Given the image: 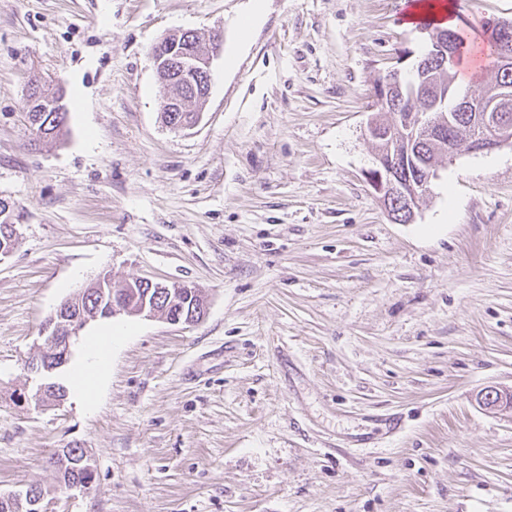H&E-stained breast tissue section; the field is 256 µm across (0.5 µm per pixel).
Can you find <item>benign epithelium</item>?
<instances>
[{"label": "benign epithelium", "instance_id": "1", "mask_svg": "<svg viewBox=\"0 0 512 512\" xmlns=\"http://www.w3.org/2000/svg\"><path fill=\"white\" fill-rule=\"evenodd\" d=\"M161 58L173 66L179 81L178 87L164 103L162 111L172 112L180 108L181 100L188 95L202 103L207 99L210 89L211 63L220 49L217 43L201 47L191 43L189 33L172 35L158 45ZM495 66L501 70L512 68V41L503 40L495 54ZM401 71L391 67L381 73V79L373 85V100L383 103L392 98L394 90L400 83ZM512 104V89L504 86L497 90L496 95L484 102L480 111L473 113L472 121L481 129V134L467 142L471 152H483L504 146H512V136L504 135L508 129L502 119L501 110ZM203 110L194 109L193 114L181 121L165 119V123L176 131L188 130L200 123ZM454 129L453 113H448L443 121H436L431 112H407L402 117L401 125L395 128L379 126L373 119L365 125V135L379 143L388 144V152L373 158V167L366 171V179L379 199L387 200L398 196L404 203L407 221L415 217V209L419 198L425 192L426 185L432 178V169H421L415 146L425 138L442 137L448 130ZM149 286L158 289L154 296L144 294L138 302L125 303L119 299L104 311L94 310L88 314L81 307V296L77 295L64 301L56 312L50 316L41 332V343L38 352L26 362L27 370L40 375L43 382L36 392L29 396L20 393L16 401L26 403L30 400L39 406H59L64 402L57 391L58 383L48 381V377L66 363L71 339L98 315L111 317L116 313L125 312L130 315L153 318L161 313L160 301L171 303L178 301L179 293L175 284L153 282L148 279H136L125 284L128 290ZM476 400L486 409L492 411L506 410L502 390L488 387L476 395ZM46 493H38L26 486L19 490L0 495V503L9 512H47L43 506Z\"/></svg>", "mask_w": 512, "mask_h": 512}]
</instances>
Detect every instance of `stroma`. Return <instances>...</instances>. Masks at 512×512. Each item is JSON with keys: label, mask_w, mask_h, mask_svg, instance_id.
Here are the masks:
<instances>
[{"label": "stroma", "mask_w": 512, "mask_h": 512, "mask_svg": "<svg viewBox=\"0 0 512 512\" xmlns=\"http://www.w3.org/2000/svg\"><path fill=\"white\" fill-rule=\"evenodd\" d=\"M458 24L512 0H452ZM0 0V493L52 488L84 449L95 481L49 512H512V147L440 159L414 221L365 172L371 89L425 37L405 0ZM219 40L203 118L170 130L152 49ZM235 67H228L231 52ZM65 133L30 125L33 79ZM458 208L441 217L449 199ZM197 288L199 322L124 313L93 409L17 403L41 329L100 276ZM240 19V43H247L255 26L263 19L267 0H248ZM16 209L15 203H12V208L7 213H5V207L0 208V241H5L7 236L11 237L13 235L12 239L8 240L7 243L2 242L0 244V259L9 256L17 244V230L15 229L14 232Z\"/></svg>", "instance_id": "1"}]
</instances>
